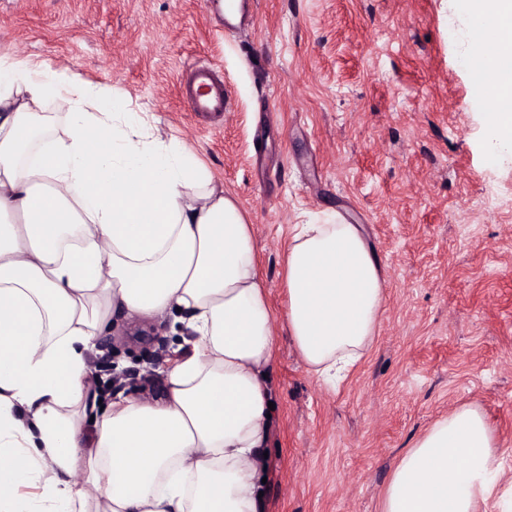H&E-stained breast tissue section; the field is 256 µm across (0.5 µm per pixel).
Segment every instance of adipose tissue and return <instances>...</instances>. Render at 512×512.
Wrapping results in <instances>:
<instances>
[{"mask_svg": "<svg viewBox=\"0 0 512 512\" xmlns=\"http://www.w3.org/2000/svg\"><path fill=\"white\" fill-rule=\"evenodd\" d=\"M470 19L494 33L482 68L512 144V0H470ZM284 284L289 336L339 389L386 302L361 227L295 225ZM172 311L190 336L166 402L88 418V355L114 314ZM275 359L251 226L192 149L111 91L0 58V512H260ZM499 480L497 438L463 405L401 457L382 512H479Z\"/></svg>", "mask_w": 512, "mask_h": 512, "instance_id": "obj_1", "label": "adipose tissue"}]
</instances>
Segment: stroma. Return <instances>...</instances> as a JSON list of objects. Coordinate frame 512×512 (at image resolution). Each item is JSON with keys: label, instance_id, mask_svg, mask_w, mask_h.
Returning <instances> with one entry per match:
<instances>
[{"label": "stroma", "instance_id": "35a3bbf8", "mask_svg": "<svg viewBox=\"0 0 512 512\" xmlns=\"http://www.w3.org/2000/svg\"><path fill=\"white\" fill-rule=\"evenodd\" d=\"M467 0H253L245 32L224 0H0V57L112 88L186 141L252 226L282 312L294 225H362L380 258L377 339L339 390L277 328L265 512H381L400 457L473 404L512 483V147L493 136ZM217 67L219 115L188 111L186 66ZM179 314L113 317L88 369L102 402L165 398Z\"/></svg>", "mask_w": 512, "mask_h": 512}]
</instances>
